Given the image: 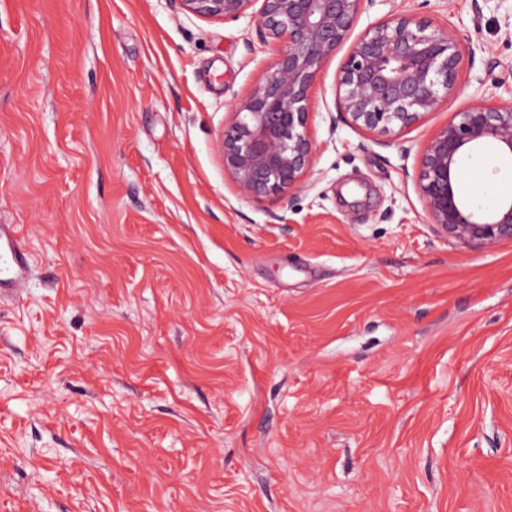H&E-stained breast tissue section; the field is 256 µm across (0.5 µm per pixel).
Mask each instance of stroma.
<instances>
[{
	"mask_svg": "<svg viewBox=\"0 0 512 512\" xmlns=\"http://www.w3.org/2000/svg\"><path fill=\"white\" fill-rule=\"evenodd\" d=\"M448 29L458 87L375 138L312 89L304 188L238 194L217 143L272 60L180 0H0V512H512V242L430 224L421 151L512 100V0H364ZM490 170L489 180L473 175ZM474 204L512 199L484 147Z\"/></svg>",
	"mask_w": 512,
	"mask_h": 512,
	"instance_id": "obj_1",
	"label": "stroma"
}]
</instances>
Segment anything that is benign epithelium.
I'll return each mask as SVG.
<instances>
[{"label":"benign epithelium","mask_w":512,"mask_h":512,"mask_svg":"<svg viewBox=\"0 0 512 512\" xmlns=\"http://www.w3.org/2000/svg\"><path fill=\"white\" fill-rule=\"evenodd\" d=\"M211 20L254 18L275 57L264 78L234 109L219 149L238 193L283 197L304 187L313 168L307 132L311 91L325 60L342 45L362 0H181ZM462 60L448 30L413 15L367 27L350 45L340 72L337 106L348 122L377 137L407 129L456 94ZM512 156V101L481 100L453 112L426 142L416 188L430 223L464 245L512 241V200L483 209L459 191L464 159L487 144Z\"/></svg>","instance_id":"7a95c632"}]
</instances>
